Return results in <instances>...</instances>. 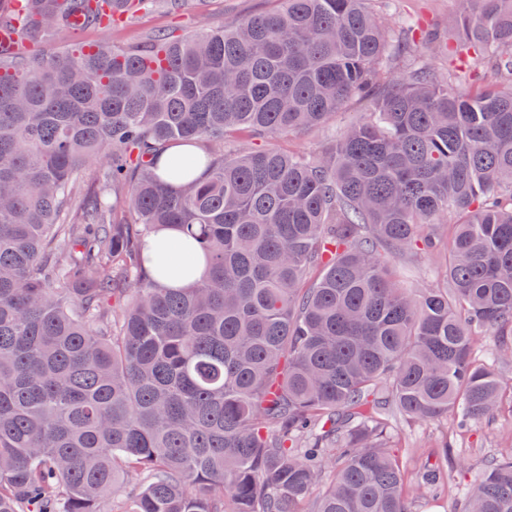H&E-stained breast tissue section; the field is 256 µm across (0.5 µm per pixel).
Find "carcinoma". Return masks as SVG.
<instances>
[{
  "label": "carcinoma",
  "instance_id": "cac0c4a2",
  "mask_svg": "<svg viewBox=\"0 0 512 512\" xmlns=\"http://www.w3.org/2000/svg\"><path fill=\"white\" fill-rule=\"evenodd\" d=\"M186 2L0 0V512H410L390 415L480 423L504 382L472 338L512 360V0H462L475 58L446 71L373 0L39 49ZM353 95L369 112L319 153L226 140ZM444 217L445 285L413 288L395 260ZM161 229L206 260L187 288L145 267ZM466 512H512V455Z\"/></svg>",
  "mask_w": 512,
  "mask_h": 512
}]
</instances>
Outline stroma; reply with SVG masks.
<instances>
[{"mask_svg": "<svg viewBox=\"0 0 512 512\" xmlns=\"http://www.w3.org/2000/svg\"><path fill=\"white\" fill-rule=\"evenodd\" d=\"M281 6V0H192L180 15L144 14L135 23L91 31L85 38L118 44L157 30L189 36L212 26H231ZM460 9L459 0H397L395 7L381 11L380 17L383 24L391 29L409 27V42L416 59L428 60L432 66L445 69L458 66V56H428L420 43L419 32L425 29L445 34L449 18L458 14ZM366 110L364 101L352 98L326 126L264 138L260 144L310 153L326 146L345 125L360 121ZM391 423L392 445L403 463L406 480L404 499L411 512H464V496L470 484L484 471L487 459L512 452V411L505 408L499 410L493 420L478 424L466 435L452 437V446L446 452L440 447L447 427L445 421L409 422L397 415ZM428 465H439L447 470L448 490L445 494H423L417 475L419 469Z\"/></svg>", "mask_w": 512, "mask_h": 512, "instance_id": "stroma-1", "label": "stroma"}]
</instances>
